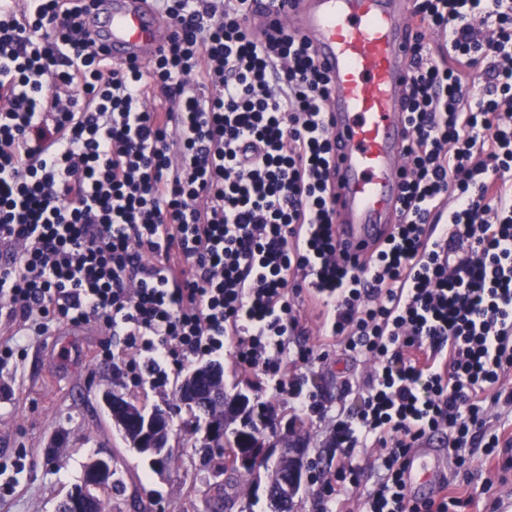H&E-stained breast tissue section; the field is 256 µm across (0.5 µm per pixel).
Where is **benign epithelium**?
<instances>
[{"instance_id":"obj_1","label":"benign epithelium","mask_w":512,"mask_h":512,"mask_svg":"<svg viewBox=\"0 0 512 512\" xmlns=\"http://www.w3.org/2000/svg\"><path fill=\"white\" fill-rule=\"evenodd\" d=\"M198 381L192 396L201 402L224 398V371L216 365L198 366ZM140 429L135 443L139 453L151 458L159 469L168 465L169 443L161 438L162 420L152 414L138 411L134 413ZM204 437L213 445L224 444V421L220 417L209 420ZM239 465L243 468L269 469L278 475V481L265 482L267 498L275 499L282 509L293 506L300 489L309 482L306 444L299 434H287L274 441L260 438L238 449ZM114 466L112 459L96 457L91 460L84 476L85 487L73 489L61 500L68 512H89V505L95 492L112 481Z\"/></svg>"}]
</instances>
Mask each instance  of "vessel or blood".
I'll list each match as a JSON object with an SVG mask.
<instances>
[{
    "instance_id": "1",
    "label": "vessel or blood",
    "mask_w": 512,
    "mask_h": 512,
    "mask_svg": "<svg viewBox=\"0 0 512 512\" xmlns=\"http://www.w3.org/2000/svg\"><path fill=\"white\" fill-rule=\"evenodd\" d=\"M282 14L295 18L333 80L328 110L335 121L336 229L347 256L361 257L397 219L410 0H287ZM86 25L122 65L157 55L173 35L150 0H98ZM444 454L422 448L411 456L405 472L410 492L426 494L441 484Z\"/></svg>"
}]
</instances>
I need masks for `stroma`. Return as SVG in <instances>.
<instances>
[{
	"label": "stroma",
	"mask_w": 512,
	"mask_h": 512,
	"mask_svg": "<svg viewBox=\"0 0 512 512\" xmlns=\"http://www.w3.org/2000/svg\"><path fill=\"white\" fill-rule=\"evenodd\" d=\"M105 338L98 323L62 322L44 339L23 340L15 353L8 367L10 388L0 392V512H55L57 502L81 483L84 464L100 451L112 454L121 482L106 497V512H207V488L216 476L202 467L197 438L183 428L188 412L175 398L179 377L155 388L135 383L133 369L121 356L114 366L93 362ZM212 360L224 368L227 395L242 393L251 404L267 406L266 438L295 430L306 440L308 458L330 468L332 418L351 402L345 382L361 380L367 371L361 358L338 345L314 361L307 387L325 406L323 419L303 415L287 397L259 387L257 377L233 366L228 355ZM106 390L149 409L170 411L174 458L167 470L156 471L128 447L102 402ZM444 465L448 493L458 500L452 512H502L512 501V471L501 472L480 457L461 467L450 452Z\"/></svg>",
	"instance_id": "1"
}]
</instances>
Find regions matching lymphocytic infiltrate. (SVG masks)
I'll return each instance as SVG.
<instances>
[{"instance_id": "f902f5d3", "label": "lymphocytic infiltrate", "mask_w": 512, "mask_h": 512, "mask_svg": "<svg viewBox=\"0 0 512 512\" xmlns=\"http://www.w3.org/2000/svg\"><path fill=\"white\" fill-rule=\"evenodd\" d=\"M97 0L0 7V368L61 320L103 324L152 385L228 351L303 413L304 370L371 362L336 418L320 512H448L404 481L437 435L512 467V0H412L399 215L363 260L333 222L331 79L258 0H152L176 29L146 64L85 30ZM324 310L294 353L303 298ZM361 448L378 479L362 490Z\"/></svg>"}]
</instances>
